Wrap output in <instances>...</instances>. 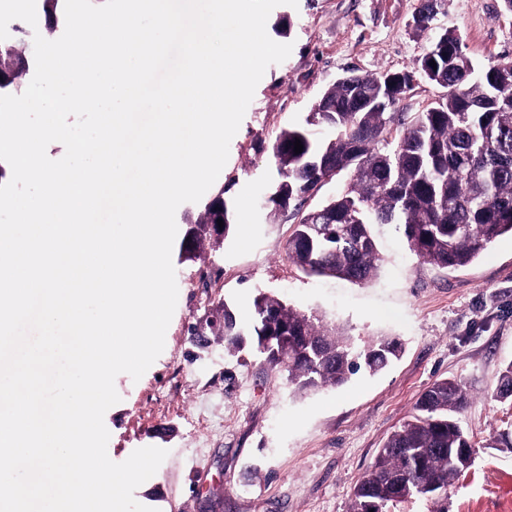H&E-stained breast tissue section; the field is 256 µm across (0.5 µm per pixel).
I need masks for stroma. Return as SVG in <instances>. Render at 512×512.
Here are the masks:
<instances>
[{
	"mask_svg": "<svg viewBox=\"0 0 512 512\" xmlns=\"http://www.w3.org/2000/svg\"><path fill=\"white\" fill-rule=\"evenodd\" d=\"M418 6L298 0L271 12L269 37L293 50L267 68L211 187L224 194L231 229L201 257L176 263L179 294L164 350L140 380L116 377L121 400L104 417L112 461L147 446L168 451L136 500L158 502L160 512H350L354 487L388 436L423 391L451 378L470 394L459 420L472 463L448 488V512H512V403L495 397L512 363V236L453 271L419 259L402 226L377 224L382 267L358 284L291 263L286 244L300 213L262 208L279 180L275 137L305 123L343 75L412 67L447 30L477 67L512 60V12L503 0H444L424 32ZM261 292L323 313L359 344L384 335L403 352L377 374L298 393L286 371L252 350L232 355L216 339L203 350L192 345L191 326L219 303L243 315Z\"/></svg>",
	"mask_w": 512,
	"mask_h": 512,
	"instance_id": "stroma-1",
	"label": "stroma"
}]
</instances>
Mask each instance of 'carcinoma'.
<instances>
[{"label": "carcinoma", "mask_w": 512, "mask_h": 512, "mask_svg": "<svg viewBox=\"0 0 512 512\" xmlns=\"http://www.w3.org/2000/svg\"><path fill=\"white\" fill-rule=\"evenodd\" d=\"M423 2L417 28L424 32L443 0ZM427 52L438 63L425 71L426 56L409 69L363 75L373 93L360 105L343 82L315 103L311 121L328 130L317 140L304 126L280 132L272 145L280 191L268 197L270 211H299L317 188V175L343 171L350 180L335 200L324 205L331 224L300 221L288 238V258L302 270L356 283L374 278L381 257L372 235L374 224H401L410 250L441 268L471 264L496 238L512 234V61L481 69L463 52L456 34L444 32ZM411 76L439 84L445 94L415 113L402 133L392 137L396 111L413 87H399ZM300 139L303 151L294 152ZM231 227L224 194L210 200L185 233L195 247L180 245V257H197L212 225ZM192 335L200 347L218 336L224 350L252 348L273 367L288 372L299 393L343 385L365 368L373 373L400 354L397 341L379 336L360 348L321 318L268 293L254 297L248 318L227 303ZM496 397H512V364L503 371ZM468 393L442 379L426 389L414 411L385 441L375 462L354 489L351 512H369L409 498H430L435 512H448V486L471 465L470 447L457 414Z\"/></svg>", "instance_id": "carcinoma-1"}]
</instances>
